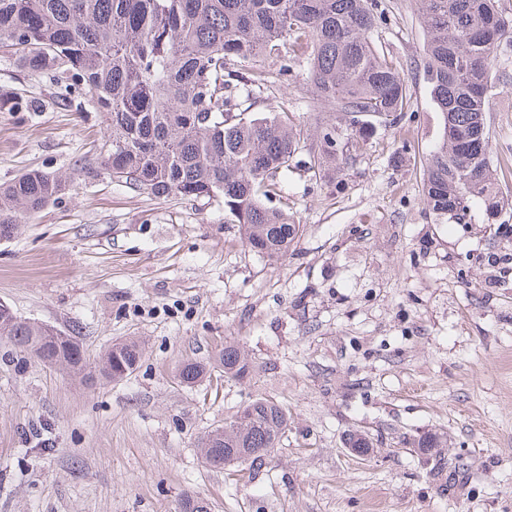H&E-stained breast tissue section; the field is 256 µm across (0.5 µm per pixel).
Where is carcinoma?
I'll return each instance as SVG.
<instances>
[{"label":"carcinoma","instance_id":"carcinoma-1","mask_svg":"<svg viewBox=\"0 0 512 512\" xmlns=\"http://www.w3.org/2000/svg\"><path fill=\"white\" fill-rule=\"evenodd\" d=\"M426 34V77L443 127L423 172L429 208L466 224L481 201L495 220L509 206L492 177L486 106L498 65L497 48L512 39V20L497 0H418ZM378 16L369 0H0V47L33 72L51 71L67 93L82 86L106 115L103 169L117 182L156 198L219 199L240 224L246 245L279 259L300 225L266 201L301 151L310 171L351 156L361 116L392 124L409 101L400 72L370 39ZM303 67L315 100L342 112L352 132L324 121L315 134L292 127L286 112H253L254 94L270 83L267 62L288 71L284 50ZM62 180L29 170L0 185V238H10L26 215L48 206ZM44 325L14 315L0 336L38 360L84 368L79 342L44 341ZM143 349L117 342L96 371L118 381L131 374ZM224 376L242 380L250 362L233 344L219 355ZM204 367L187 362L181 381L197 382ZM288 411L255 400L207 436L203 456L217 467L242 457L256 462L278 447Z\"/></svg>","mask_w":512,"mask_h":512}]
</instances>
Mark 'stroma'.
<instances>
[{
  "label": "stroma",
  "instance_id": "35a3bbf8",
  "mask_svg": "<svg viewBox=\"0 0 512 512\" xmlns=\"http://www.w3.org/2000/svg\"><path fill=\"white\" fill-rule=\"evenodd\" d=\"M374 44L411 98L372 122L344 170L292 169L273 207L297 224L287 255L244 243L218 200L157 198L100 165L106 116L88 90L0 56V184L33 169L68 189L0 241V303L76 337L87 361L145 343L119 382H86L0 337V512H512V212L438 219L423 193L442 117L425 79L416 0H379ZM314 132L322 109L301 67L255 106ZM491 169L512 195V43L488 104ZM253 371L228 380L224 344ZM208 365L181 384L183 363ZM288 411L261 462L206 464L207 435L248 403ZM369 450L356 456L352 435ZM438 436L434 455L413 445Z\"/></svg>",
  "mask_w": 512,
  "mask_h": 512
}]
</instances>
